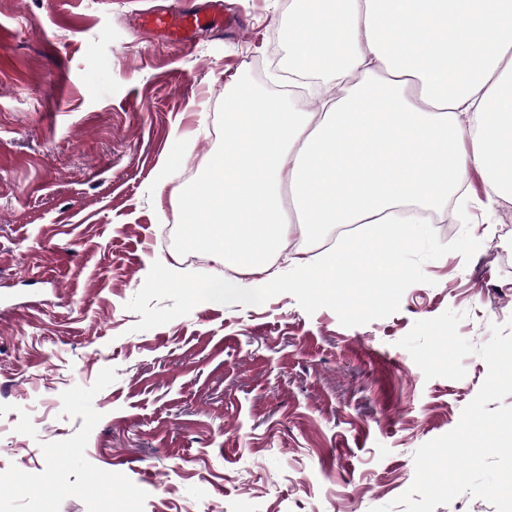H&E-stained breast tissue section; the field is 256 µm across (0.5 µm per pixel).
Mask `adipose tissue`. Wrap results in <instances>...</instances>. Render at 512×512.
Returning <instances> with one entry per match:
<instances>
[{"mask_svg":"<svg viewBox=\"0 0 512 512\" xmlns=\"http://www.w3.org/2000/svg\"><path fill=\"white\" fill-rule=\"evenodd\" d=\"M285 39L287 98L230 76L224 146L183 199L189 248L234 271L207 299L278 287L294 222L380 225L288 259L297 286L349 302L403 278L391 252L472 174L486 223L512 204V0H289Z\"/></svg>","mask_w":512,"mask_h":512,"instance_id":"obj_1","label":"adipose tissue"}]
</instances>
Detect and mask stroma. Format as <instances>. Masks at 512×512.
<instances>
[{"instance_id": "35a3bbf8", "label": "stroma", "mask_w": 512, "mask_h": 512, "mask_svg": "<svg viewBox=\"0 0 512 512\" xmlns=\"http://www.w3.org/2000/svg\"><path fill=\"white\" fill-rule=\"evenodd\" d=\"M286 2L223 0L238 27L166 44L142 17L174 0H0V512H404L414 452L477 394L479 356L428 380L398 342L512 319V210L419 225L374 300L191 297L218 267L184 253L182 200Z\"/></svg>"}]
</instances>
